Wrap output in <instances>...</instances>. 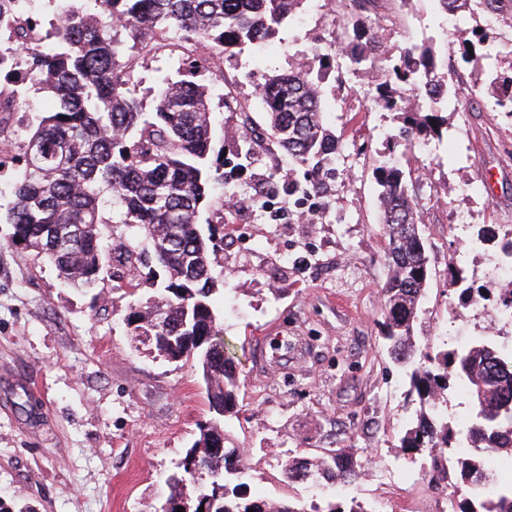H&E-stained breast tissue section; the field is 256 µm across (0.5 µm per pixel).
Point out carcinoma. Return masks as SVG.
Instances as JSON below:
<instances>
[{"label":"carcinoma","instance_id":"carcinoma-1","mask_svg":"<svg viewBox=\"0 0 512 512\" xmlns=\"http://www.w3.org/2000/svg\"><path fill=\"white\" fill-rule=\"evenodd\" d=\"M472 18L470 0H433L440 17L448 2ZM56 4L55 44L43 46L44 22L30 0H0V170L15 172L10 202L0 220L12 226L10 244L51 262L71 288L91 289L109 281L135 293L156 292L144 309L131 312L134 330L155 337L162 356L196 361L202 370L214 420L199 425L200 435L182 463L183 475L169 479L171 500H188V512H307L296 502L246 496L239 467L240 449L224 442V418L233 414L239 380L233 361L224 357L218 338L213 294L218 243L197 224L210 204L213 182L223 179V153L216 150L209 86L212 61L267 43L286 23L297 20L306 0H94L96 11ZM463 42L462 61L471 66L493 97L512 101V68L501 69L492 56L494 36L475 23ZM178 35L181 65L151 93L138 97L133 60L120 51V36L142 59L174 45ZM208 54L197 56V46ZM313 64L266 78L259 97L266 112L265 139L288 161L310 167V188L322 193L335 175L341 148L326 125L321 83L335 56L311 49ZM345 57L350 67L381 69L387 78L376 86L374 106L400 113L402 126L391 136L405 149L389 150L376 167L381 225L388 238L390 275L385 284V348L409 377V394L419 410L415 425L399 448L423 455L431 486L457 497L453 512H512V489L498 485L487 459L512 456V346L488 336L415 358L414 323L426 294L430 269L417 220L414 188L405 175L411 149L443 137L457 92L429 42L407 48L393 64L384 63L370 26L352 23ZM52 100V109L28 125L13 145L14 116L28 87ZM134 228L138 242L114 237L113 212ZM113 243L104 246V240ZM469 391L474 411L458 428L432 424L423 407L436 404L448 387ZM208 477L205 484L199 483ZM363 468L343 448H323L312 458H294L285 477L309 478L343 486L357 484ZM483 485L474 498L458 499L465 488Z\"/></svg>","mask_w":512,"mask_h":512}]
</instances>
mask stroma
Wrapping results in <instances>:
<instances>
[{"mask_svg": "<svg viewBox=\"0 0 512 512\" xmlns=\"http://www.w3.org/2000/svg\"><path fill=\"white\" fill-rule=\"evenodd\" d=\"M359 16L353 0H306L303 20L262 50L224 58L210 82L214 134L227 157L247 152L212 191L224 210L217 255V327L240 382L226 444L243 451L251 498L316 497L367 512H443L423 478L420 455L397 443L417 402L404 373L381 352L388 267L374 169L388 151L393 113L372 105L381 71L326 80L329 128L345 157L325 196H306L302 168L261 131L256 87L313 46H344ZM382 52L398 59L432 39L448 78L464 86L463 109L448 115V137L415 146L412 174L424 182L417 215L431 277L415 326V347L492 336L512 340V323L492 306L477 310L450 284L448 257L461 242L450 222L464 212L471 232L512 231V119L460 65V32L444 29L431 0H382L373 16ZM0 223V506L5 512H161L167 480L210 413L194 362L159 356L127 324L130 296L61 287L50 263L7 246ZM284 336L287 351L260 364L262 337ZM353 446L365 480L346 490L289 482V460L320 448Z\"/></svg>", "mask_w": 512, "mask_h": 512, "instance_id": "35a3bbf8", "label": "stroma"}]
</instances>
